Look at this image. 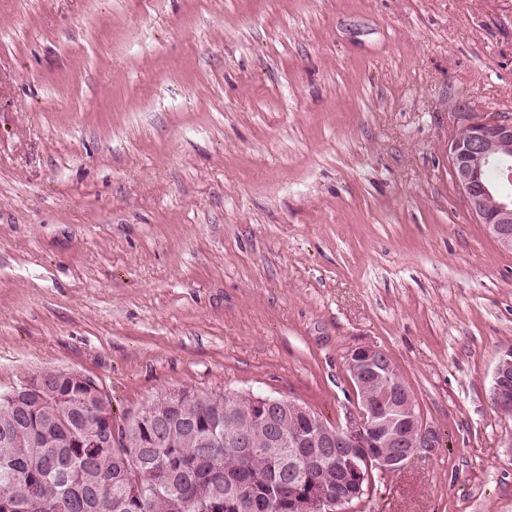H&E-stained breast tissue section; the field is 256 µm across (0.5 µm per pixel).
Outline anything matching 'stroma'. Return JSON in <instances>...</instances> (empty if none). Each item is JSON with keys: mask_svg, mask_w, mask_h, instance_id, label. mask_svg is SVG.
<instances>
[{"mask_svg": "<svg viewBox=\"0 0 512 512\" xmlns=\"http://www.w3.org/2000/svg\"><path fill=\"white\" fill-rule=\"evenodd\" d=\"M468 112L512 114V0H0V388L335 424L370 342L444 444L359 512H512V252L448 164ZM490 399L501 412L512 414V347L499 354L494 368Z\"/></svg>", "mask_w": 512, "mask_h": 512, "instance_id": "1", "label": "stroma"}]
</instances>
